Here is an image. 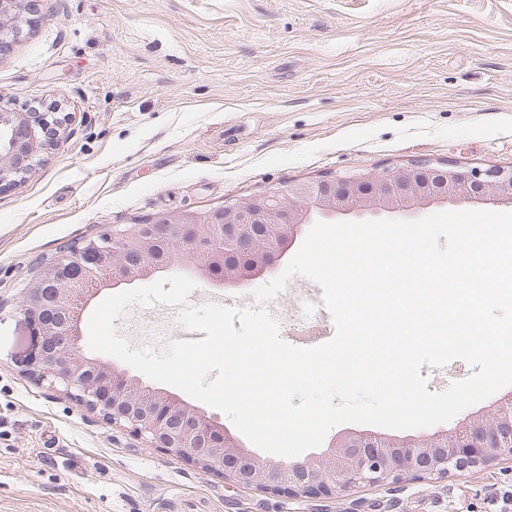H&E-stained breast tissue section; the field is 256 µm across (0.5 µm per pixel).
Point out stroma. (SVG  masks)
Masks as SVG:
<instances>
[{
    "label": "stroma",
    "instance_id": "obj_1",
    "mask_svg": "<svg viewBox=\"0 0 512 512\" xmlns=\"http://www.w3.org/2000/svg\"><path fill=\"white\" fill-rule=\"evenodd\" d=\"M0 55V104L59 105V145L0 191V512H500L512 458L280 497L149 448L37 380V264L163 213L427 160L512 166V0H44ZM296 276L265 307L334 323ZM114 327L164 348L180 309Z\"/></svg>",
    "mask_w": 512,
    "mask_h": 512
}]
</instances>
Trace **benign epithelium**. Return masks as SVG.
I'll return each mask as SVG.
<instances>
[{
    "label": "benign epithelium",
    "mask_w": 512,
    "mask_h": 512,
    "mask_svg": "<svg viewBox=\"0 0 512 512\" xmlns=\"http://www.w3.org/2000/svg\"><path fill=\"white\" fill-rule=\"evenodd\" d=\"M40 0H0V52L18 34L15 19L37 25ZM62 121L49 112L0 108V190L27 174L34 158L56 147ZM512 201V166L462 170L430 162L375 174L289 181L208 211L159 215L88 239L39 263L22 289L20 311L41 338L31 374L123 428L205 473L275 495H334L360 485L399 483L477 469L512 458V393L488 414L451 433L408 440L346 432L318 456L270 461L199 407L148 386L108 363L75 354L81 311L102 286L132 284L172 261L192 263L228 287L261 276L314 218L412 213L431 204Z\"/></svg>",
    "instance_id": "obj_1"
}]
</instances>
